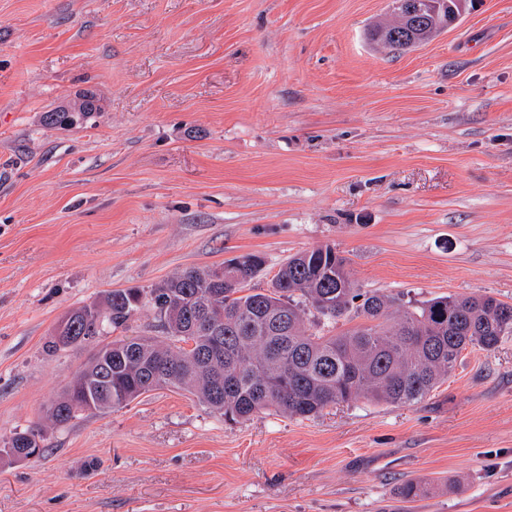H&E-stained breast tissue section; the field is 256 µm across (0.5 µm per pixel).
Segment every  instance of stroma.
<instances>
[{"instance_id":"stroma-1","label":"stroma","mask_w":512,"mask_h":512,"mask_svg":"<svg viewBox=\"0 0 512 512\" xmlns=\"http://www.w3.org/2000/svg\"><path fill=\"white\" fill-rule=\"evenodd\" d=\"M391 0H0V446L74 307L332 245L365 291L512 304V0L392 54ZM92 91L98 109L50 125ZM0 457V512H512V335L412 405L240 422L149 391ZM428 484L417 501L398 487Z\"/></svg>"}]
</instances>
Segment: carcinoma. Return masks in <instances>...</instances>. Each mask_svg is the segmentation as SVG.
<instances>
[{
	"label": "carcinoma",
	"instance_id": "carcinoma-1",
	"mask_svg": "<svg viewBox=\"0 0 512 512\" xmlns=\"http://www.w3.org/2000/svg\"><path fill=\"white\" fill-rule=\"evenodd\" d=\"M264 259L247 253L224 262V276L190 268L152 288L112 290L70 310L65 328L45 350L56 353L100 336L96 308L116 331L143 310L154 312L164 339L112 342V355L91 354L48 407L45 420L64 425L78 417L69 402L97 390L89 415H106L164 384L194 395L226 421L261 411L308 419L341 403L366 399L411 405L448 378L468 347L491 350L512 335V304L492 296H439L419 305L364 291L351 280L348 260L331 245L288 258L263 291L249 287ZM337 324L336 333L305 330L307 311ZM36 423L11 437L7 454L29 459ZM424 487L398 488L413 502Z\"/></svg>",
	"mask_w": 512,
	"mask_h": 512
}]
</instances>
